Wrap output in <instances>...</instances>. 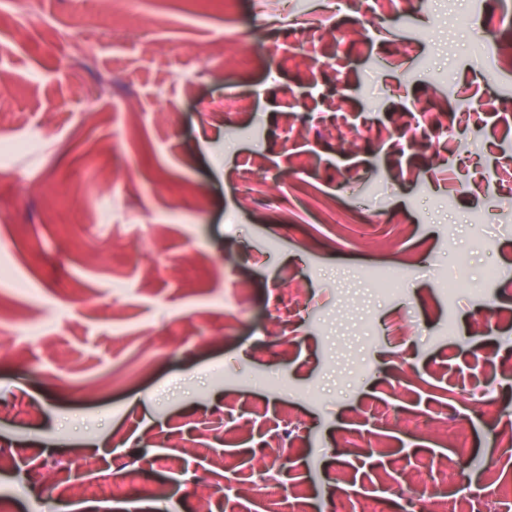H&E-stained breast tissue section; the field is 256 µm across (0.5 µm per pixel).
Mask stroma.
Listing matches in <instances>:
<instances>
[{
  "instance_id": "stroma-1",
  "label": "stroma",
  "mask_w": 512,
  "mask_h": 512,
  "mask_svg": "<svg viewBox=\"0 0 512 512\" xmlns=\"http://www.w3.org/2000/svg\"><path fill=\"white\" fill-rule=\"evenodd\" d=\"M37 2L66 44L0 30V143L46 132L0 152V512H61L18 492L58 451L126 467L120 512H201L196 486L225 512L235 471L273 462L309 512L367 492L398 512V469L448 463L512 512V0H409L380 34L331 0L282 28L275 0H149L116 30L104 0ZM228 31L256 54L230 77ZM255 162L282 179L246 204ZM330 197L381 220L324 223ZM408 259L402 293L374 285ZM430 412L469 447L401 432Z\"/></svg>"
}]
</instances>
